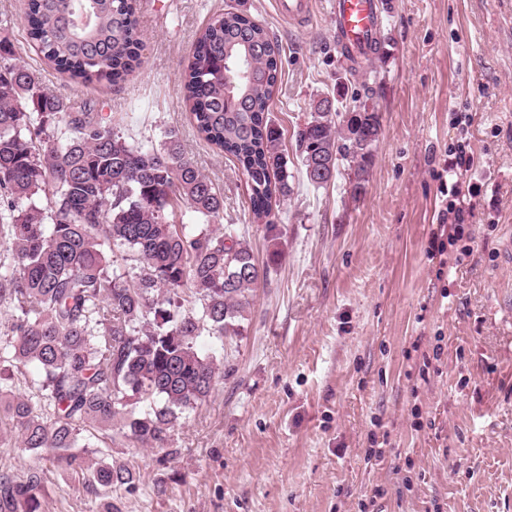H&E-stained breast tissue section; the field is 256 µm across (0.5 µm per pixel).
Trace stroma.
Wrapping results in <instances>:
<instances>
[{"label": "stroma", "instance_id": "stroma-1", "mask_svg": "<svg viewBox=\"0 0 512 512\" xmlns=\"http://www.w3.org/2000/svg\"><path fill=\"white\" fill-rule=\"evenodd\" d=\"M382 51L352 64L329 0L305 18L274 0H139L143 66L119 85H82L29 43L24 0H0V40L43 86L130 142L182 149L224 195L267 274L242 333L202 335L224 361L208 400L185 412L173 455L111 445L135 468L120 512H512V0H381ZM247 13L281 48L271 118L294 175L276 224L254 221L239 164L199 138L181 80L211 18ZM370 96L381 134L359 197L350 172L311 185L294 132L315 102ZM470 113L473 179L486 193L473 252L449 281L425 247L448 198L442 176ZM441 355H434V345ZM385 444L366 461L372 440ZM43 512H103V501L49 469Z\"/></svg>", "mask_w": 512, "mask_h": 512}]
</instances>
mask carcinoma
<instances>
[{
	"instance_id": "cac0c4a2",
	"label": "carcinoma",
	"mask_w": 512,
	"mask_h": 512,
	"mask_svg": "<svg viewBox=\"0 0 512 512\" xmlns=\"http://www.w3.org/2000/svg\"><path fill=\"white\" fill-rule=\"evenodd\" d=\"M77 11L92 24L78 27ZM137 11L138 0H27V33L71 79L119 84L142 64ZM279 56L261 24L224 12L199 33L183 79L197 134L239 162L250 210L266 224L292 192L270 118ZM360 105L336 97L333 111L310 113L294 133L303 174L330 162L326 186L345 163L355 196L381 134L375 106ZM178 200L200 227L169 221ZM223 214V193L175 135L156 150L128 142L47 91L0 40V220L10 255L0 261V307L11 312L0 344L1 440L108 495L133 489L136 472L96 456L94 438L115 433L170 454L180 415L211 396L223 366L198 351L197 338L240 333L250 292L267 274L232 225L211 228ZM115 246L131 250L136 265L112 263ZM42 488L38 466L19 480L1 475L0 512H41Z\"/></svg>"
}]
</instances>
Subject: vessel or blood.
<instances>
[{"label": "vessel or blood", "mask_w": 512, "mask_h": 512, "mask_svg": "<svg viewBox=\"0 0 512 512\" xmlns=\"http://www.w3.org/2000/svg\"><path fill=\"white\" fill-rule=\"evenodd\" d=\"M330 19L341 49L353 56L373 54L383 22L378 0H332Z\"/></svg>", "instance_id": "obj_1"}]
</instances>
